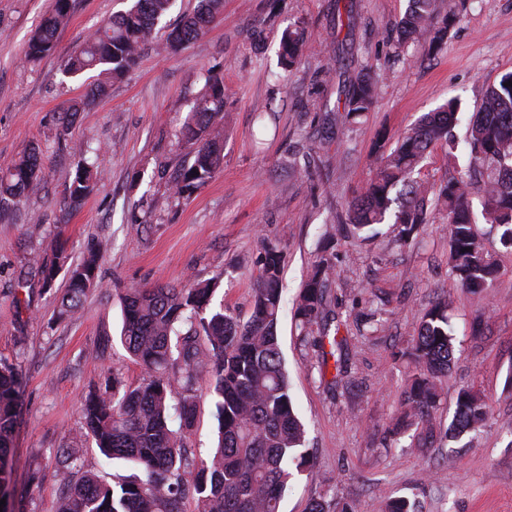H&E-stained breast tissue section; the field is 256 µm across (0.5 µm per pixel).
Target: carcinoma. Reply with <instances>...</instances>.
Masks as SVG:
<instances>
[{
	"mask_svg": "<svg viewBox=\"0 0 512 512\" xmlns=\"http://www.w3.org/2000/svg\"><path fill=\"white\" fill-rule=\"evenodd\" d=\"M223 0H201L195 14L172 28L162 49L176 53L196 42L214 19ZM173 0H132L122 13L71 52L63 64L66 77L97 70L112 80L135 68ZM70 10V0H55L31 36L26 56L38 59L54 49L56 34ZM458 15H441L437 0H408L395 22V50L425 44L442 48ZM307 46L305 29L290 26L280 38V63L290 71ZM512 71L501 75L482 99L467 130L468 165L453 175L438 194L449 226L448 265L464 287L486 288L498 272L487 247L486 234L500 233V244L512 250ZM207 90L197 101L182 130L193 146L192 162L176 175L172 191L179 199L204 186L223 163L224 84L206 79ZM107 83L89 85L83 98L61 113L69 128L85 107L105 95ZM379 95L378 81L361 74L349 89L338 91L337 103L352 117L372 110ZM461 102L450 98L425 114L404 132L396 147L375 161L374 178L349 208L348 223L359 230L376 224H397L403 244L430 221L428 184L420 178L422 163L436 145L446 148L448 165L456 166L453 127ZM41 156L31 146L7 172L0 175V207L17 206L36 190ZM93 190L92 171L78 161L67 189L69 205L80 207ZM480 197V214L473 195ZM489 225L478 231V221ZM100 248L87 247L83 260L67 265L58 252L47 263L34 262L43 287L50 288L61 269L68 285L56 318L73 317L83 296L99 286ZM281 255L265 249L253 296L250 318L240 323L224 308H211V284L130 288L122 296L121 340L143 369L141 382L127 387L114 377L104 389L89 392L81 405L82 429L108 461L120 460L141 471L132 480L111 485L95 476L69 480L80 469L72 448L57 451L65 480L59 512H184L188 497L200 512H280L281 501L294 472L309 465L304 429L296 416L288 376L278 343V322L284 304ZM332 274L328 259L320 258L301 288L295 316L303 329L320 324L326 301L324 284ZM188 323L186 334L177 325ZM414 372L405 391L406 416L418 425L430 424L438 407L437 380L455 361L454 334L448 300L439 299L424 314L414 336ZM200 363L210 365L216 401L218 441L207 459L195 458L187 448L194 417L189 394ZM22 406V382L17 365L0 361V485L12 475V442ZM489 405L479 393L460 392L446 435L457 439L481 426Z\"/></svg>",
	"mask_w": 512,
	"mask_h": 512,
	"instance_id": "carcinoma-1",
	"label": "carcinoma"
}]
</instances>
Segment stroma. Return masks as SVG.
<instances>
[{"mask_svg": "<svg viewBox=\"0 0 512 512\" xmlns=\"http://www.w3.org/2000/svg\"><path fill=\"white\" fill-rule=\"evenodd\" d=\"M54 0H0V172L29 145L42 152L41 181L17 212L0 213V358L23 374L14 438L10 512H57L64 491L56 451L76 449L83 470L115 483L132 469L106 461L81 434L85 394L115 376L137 385L141 366L120 341V298L158 283L208 282L213 305L247 319L265 244L281 253L285 305L278 341L290 394L313 456L294 475L282 512L311 500L336 512H383L394 499L414 512H512V251L490 248L499 272L488 289L463 288L448 273L449 231L434 211L409 245L395 225L361 234L345 221L365 191L376 156L426 112L458 97L454 131L464 136L486 88L512 71V0H462L438 51L393 55L392 25L407 0H224L202 37L177 55L157 52L199 0H175L138 67L62 129L57 118L96 72L64 77L61 65L87 36L125 10L124 0H70L54 49L27 60L29 38ZM265 33L252 36L256 22ZM312 36L300 65L278 63L283 29ZM380 76L374 110L349 118L339 85L362 69ZM224 84V160L189 199L169 190L191 160L181 130L207 78ZM95 149L94 188L71 209L74 148ZM100 243L99 288L75 318L54 311L66 287L30 274L64 247L79 263ZM328 257L329 338L301 331L294 300L313 264ZM448 299L456 361L438 382L433 431L403 421L412 338L436 296ZM490 406L481 428L446 439L459 393ZM187 444L207 456L217 434L208 366L197 369Z\"/></svg>", "mask_w": 512, "mask_h": 512, "instance_id": "1", "label": "stroma"}]
</instances>
